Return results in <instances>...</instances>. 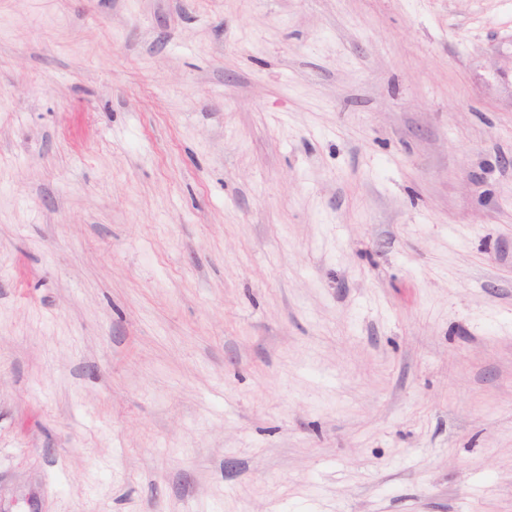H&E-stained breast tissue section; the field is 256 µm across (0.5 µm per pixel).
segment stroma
Wrapping results in <instances>:
<instances>
[{"mask_svg": "<svg viewBox=\"0 0 512 512\" xmlns=\"http://www.w3.org/2000/svg\"><path fill=\"white\" fill-rule=\"evenodd\" d=\"M0 512H512V0H0Z\"/></svg>", "mask_w": 512, "mask_h": 512, "instance_id": "obj_1", "label": "stroma"}]
</instances>
